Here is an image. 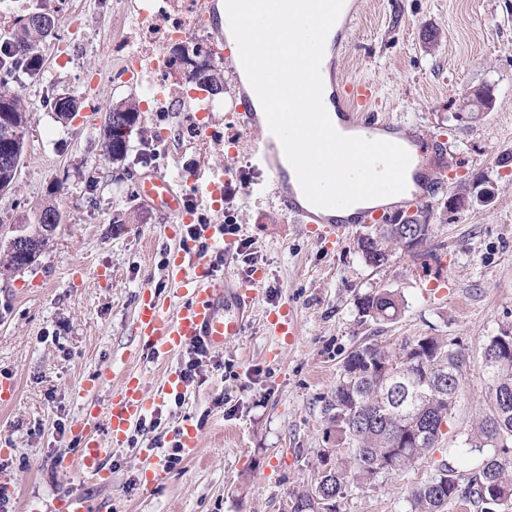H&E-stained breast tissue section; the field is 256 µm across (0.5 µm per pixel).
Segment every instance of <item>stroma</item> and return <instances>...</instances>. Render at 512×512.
I'll list each match as a JSON object with an SVG mask.
<instances>
[{"label":"stroma","instance_id":"35a3bbf8","mask_svg":"<svg viewBox=\"0 0 512 512\" xmlns=\"http://www.w3.org/2000/svg\"><path fill=\"white\" fill-rule=\"evenodd\" d=\"M132 0H45L57 11L54 37L40 42L42 75H20L14 87L29 115L13 189L0 194V238L12 236L37 204H55L61 221L36 264L0 277V378L15 381L0 402V496L8 512H44L54 499L77 494L90 507L111 501L112 512H287L293 496L310 488L323 450L337 447L326 405L345 357L366 337L389 347L419 336H442L466 355L460 394L440 447L404 471L378 474L350 488L341 512H408L409 492L448 463L459 474L476 456L465 440L485 412L484 346L512 328V0H364L352 41L336 55L345 81H371L376 94L368 118L417 124L422 133L449 137V188L424 211L427 253L397 252L382 267L366 265L358 229L332 232L293 223L268 194L245 153L230 158L218 141L190 139L188 118L198 86L188 40L163 52L168 73L166 111L152 109L147 78H125L126 45H138L148 23ZM489 88L491 109H464L470 92ZM54 95L76 100L61 117ZM140 103L144 134H132L125 161L104 149V117L127 98ZM216 211L205 199L209 183L231 171ZM159 173L178 181L187 207L213 224H234L231 251L210 244L218 276L249 279L262 270L242 332L203 359L179 396L165 394L169 371L189 356L181 348L154 358L132 329L138 298L152 289L171 307L181 297L168 275L176 245L165 217L134 191L137 177ZM488 190V203L449 210L450 196ZM397 291L405 306L397 320L362 316L361 297ZM293 310L294 339L270 333L268 316ZM112 376L95 393L82 386L97 371ZM137 373L159 406L148 416L158 433L132 426L107 460L109 484L60 475L54 462L75 454L73 427L87 406L105 411L128 372ZM187 424L198 430V456L168 469L162 484L145 480L146 458L165 459Z\"/></svg>","mask_w":512,"mask_h":512}]
</instances>
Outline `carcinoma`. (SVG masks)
I'll return each mask as SVG.
<instances>
[{
  "label": "carcinoma",
  "mask_w": 512,
  "mask_h": 512,
  "mask_svg": "<svg viewBox=\"0 0 512 512\" xmlns=\"http://www.w3.org/2000/svg\"><path fill=\"white\" fill-rule=\"evenodd\" d=\"M60 19L36 0L20 17L7 41L0 44V182L15 183V158L22 156L29 116L11 82L19 74L39 75L42 64L33 49L54 35ZM199 84L218 92L224 76L212 69L196 70ZM125 124L143 129L139 104L124 102L108 112ZM106 153L115 162L125 160L128 142L112 135V123L104 122ZM55 225L27 252L15 245V237L0 240V276L8 278L31 267L53 239L61 214L54 205L33 211L25 223ZM429 241V233L415 243L385 224L373 248L394 256L396 251L416 253ZM400 294L389 289L361 298L362 316L375 323L396 319L403 308ZM464 366L461 350L448 346L440 336L406 340L389 352L375 339L358 345L345 358L339 381L327 404L328 424L348 448H334L321 456L314 485L294 496L289 512H337L338 502L350 486L362 487L386 470H402L438 447L441 427L452 414ZM488 384L487 410L466 439L477 464L462 480L442 463L436 473L410 492L411 512H448L463 502L470 512H512V361L484 371Z\"/></svg>",
  "instance_id": "obj_1"
}]
</instances>
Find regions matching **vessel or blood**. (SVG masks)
<instances>
[{
    "instance_id": "1",
    "label": "vessel or blood",
    "mask_w": 512,
    "mask_h": 512,
    "mask_svg": "<svg viewBox=\"0 0 512 512\" xmlns=\"http://www.w3.org/2000/svg\"><path fill=\"white\" fill-rule=\"evenodd\" d=\"M360 10L358 0L343 9L334 29L333 46L341 50L348 46L352 26ZM372 97L370 84L350 83L349 92L341 99L336 112L339 121L355 135L368 139H383L397 144L408 143L416 154L427 159L428 169L417 192L400 195L398 204L405 209L430 202L434 190L447 186L446 165L433 161L432 156L446 143L445 136L429 138L417 130L404 128L396 121H367L361 119L366 103ZM231 129H243L248 135L246 149L254 168L264 171L270 183L269 193L279 198L282 205L297 223L323 224L341 229L351 225L361 227L384 220L389 206H376L360 210L351 221L344 222L305 201L289 183L280 162L279 149L260 112L230 113ZM135 192L144 202L167 216L176 217L172 235L179 245L168 261L169 275L180 288L184 300L177 309H170L165 299L153 290H146L140 297L133 328L152 356L166 357L186 343L201 339L213 349H222L225 342L239 335L246 313L252 303L255 286L262 280V271H255L250 280L234 277H215L212 265L203 249L193 240L183 236L181 229L195 221L193 212L184 207L183 196L175 183L158 174H147L135 182ZM139 376L129 375L120 394L111 401L108 411L106 436H99L85 424H77L78 437L75 455L60 457L57 471L64 476L80 472L90 479L108 482L110 472L106 466L112 446L123 443L131 426L142 420L151 408Z\"/></svg>"
}]
</instances>
